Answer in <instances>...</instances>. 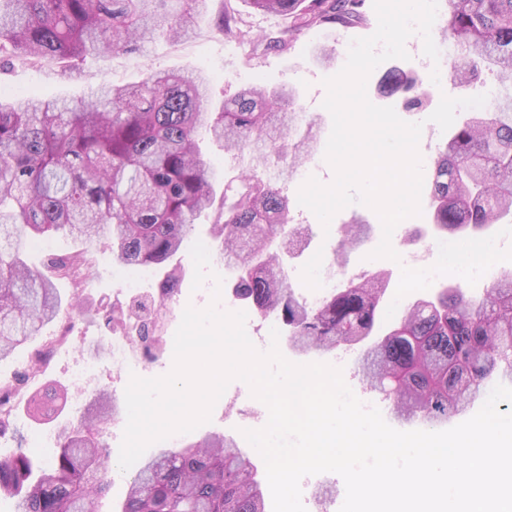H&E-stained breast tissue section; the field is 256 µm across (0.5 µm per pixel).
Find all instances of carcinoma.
I'll return each instance as SVG.
<instances>
[{"mask_svg": "<svg viewBox=\"0 0 512 512\" xmlns=\"http://www.w3.org/2000/svg\"><path fill=\"white\" fill-rule=\"evenodd\" d=\"M444 36L456 42L451 80L471 85L488 69L509 93L492 108L459 121L434 160L427 188L433 229L480 233L512 214V0H446ZM264 13L292 19L253 50H285L294 35L320 26L366 21L364 0H251ZM209 0H0V53L33 61H77L91 52L135 53L158 34L182 40L189 19ZM228 39L245 40L222 9L213 18ZM380 93L408 110L426 95L398 67ZM284 85L250 86L214 108L200 73L152 70L139 81L109 84L91 98L43 101L34 94L0 99V361L60 315L57 280L85 287L90 251L105 239L113 259L148 267L163 298L180 285L174 263L196 218L213 199L219 173L198 143L210 134L248 161L241 187L224 194L211 225L231 297L272 317L289 346L323 355L376 333L388 287L381 272L342 282L315 307L296 296L286 259L311 241L292 222L286 181L314 148L319 126L295 108ZM63 234L84 244L50 256L43 269L24 258L27 243ZM370 390L405 420L448 421L469 408L483 382L512 378V271L479 300L446 287L414 303L399 324L364 351L357 366ZM15 385L0 388V439L15 434ZM53 397L31 395L34 419L58 413ZM95 412L77 427L56 430L49 463L22 450L0 456V495L18 498L17 512H96L110 487V454L100 429L117 412L95 394ZM122 512H266L265 484L251 457L219 433L165 448L129 481Z\"/></svg>", "mask_w": 512, "mask_h": 512, "instance_id": "obj_1", "label": "carcinoma"}]
</instances>
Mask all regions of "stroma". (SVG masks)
I'll return each instance as SVG.
<instances>
[{"label":"stroma","instance_id":"obj_1","mask_svg":"<svg viewBox=\"0 0 512 512\" xmlns=\"http://www.w3.org/2000/svg\"><path fill=\"white\" fill-rule=\"evenodd\" d=\"M229 6L242 26L252 34L259 35L287 27L286 18L266 14L254 9L250 0H211L207 13L195 16L192 20L194 31L190 39L172 43L162 37H154L147 42L139 54L116 53L112 55H87L75 67L68 68L60 63L17 62L0 74V97L8 99L34 93L44 99L71 98L87 94L101 83L125 84L137 81L151 68L176 70L181 72H204L211 84V103L220 105L225 98L233 96L241 87L261 84L270 87L291 85L298 90L297 106L305 116L315 118L319 123L320 148H317L304 165L307 175L316 177L321 183H332L335 173L325 159L324 142H327L332 118L324 108L327 91L324 78L339 72L346 63L350 43L353 39L374 33L377 16L372 0H365L364 24L349 28L315 27L302 31L290 44L286 52H253L250 45L225 41L217 32L211 19L222 6ZM448 20L446 6H439L431 36L439 50L438 60H431L423 52L420 35H412L406 42L408 56L399 60V67L417 75L421 88L429 96L427 105L420 110H406L398 99H387L377 91V83L384 73V66H377L367 80L369 100L378 106H392L397 115L407 122L423 125L418 151L422 160L424 182L433 178V163L438 152L448 140L437 124L429 117L437 108L442 96L453 98L469 97V90L455 87L449 74L448 42L442 30ZM325 46L335 49L336 62L325 66L315 59V50ZM439 72V80H432V72ZM300 183L289 180L287 183L290 207L296 223L311 225L313 240L303 254L290 261L288 273L299 297H307L313 280L332 275L337 264L346 263L355 272L361 273L376 268H384L388 273L389 286L383 297L384 303H397L399 310H406L414 302L433 297L443 287L457 283L468 298H483L491 285L500 276V266L491 267L476 284L458 283L455 275L435 277L428 289L408 294L396 299L395 293L400 280L402 266L410 265L421 245L437 240L441 236L434 233L428 213L402 221L394 230L391 245L399 254V261L372 258V251L382 239V226L377 214L370 208L353 204L337 213L329 227H322L317 217L298 202ZM360 217L370 224L371 231L360 244L349 253H342L341 240L343 226L352 217ZM452 241V234L442 236ZM191 242H184L176 260L183 275L180 288L163 324V334L167 338L165 350L148 365L130 364L127 371L113 370L108 351L112 343V323L107 313L112 304L120 303L129 308L138 306L153 307L157 297V277L153 271L137 272L136 268L124 266L112 258L108 241H100L91 252V282L78 304L70 310L62 311L58 320L43 327L39 335L21 345L7 361L0 363V382L27 380L29 389L36 390L54 384L65 391H73L74 380L70 367L79 361L91 360L97 363L99 374L91 385L88 394L104 390L111 394L120 412L100 435L111 458H118L127 414L123 410L125 389L131 376L154 378L165 375L173 367L174 345L172 338L181 322L186 307L206 308L210 302H217L224 311L241 310V303L234 301L228 292L214 294L213 280H206L201 287H194V263L190 254ZM71 321V341L57 349L55 355L41 369L28 372L27 363L34 351L41 348L50 338L58 336L64 321ZM273 318H261L256 313H248L245 329L254 344L261 351L270 345H277L281 354L295 363H311V354L292 350L286 340L272 342L270 330L275 327ZM79 416L73 407L64 411L52 422L43 423L30 418L25 408H18L15 427L18 438L0 440V454H9L23 449L42 460H50L54 454V432L56 427L78 422ZM268 420V410L259 400L252 397L249 386L240 380L232 381L224 394L216 402L209 422L195 429V436L210 432L233 438L240 448H247L244 430L263 427Z\"/></svg>","mask_w":512,"mask_h":512}]
</instances>
